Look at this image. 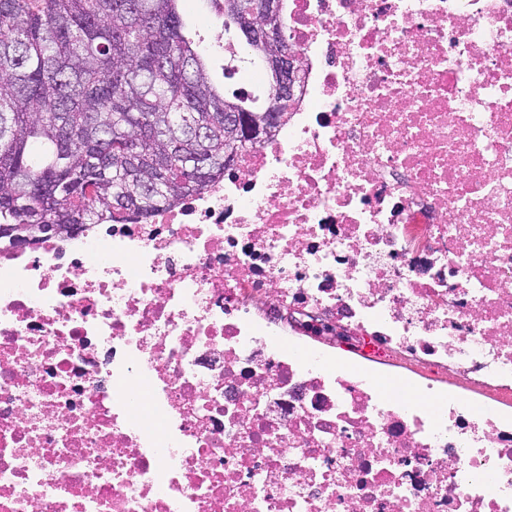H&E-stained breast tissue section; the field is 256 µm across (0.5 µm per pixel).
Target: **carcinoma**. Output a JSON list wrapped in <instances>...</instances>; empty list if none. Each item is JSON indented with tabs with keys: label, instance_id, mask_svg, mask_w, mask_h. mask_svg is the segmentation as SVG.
Returning a JSON list of instances; mask_svg holds the SVG:
<instances>
[{
	"label": "carcinoma",
	"instance_id": "cac0c4a2",
	"mask_svg": "<svg viewBox=\"0 0 512 512\" xmlns=\"http://www.w3.org/2000/svg\"><path fill=\"white\" fill-rule=\"evenodd\" d=\"M181 2L0 0V226L147 218L223 177L231 144L253 148L279 126L263 46H288L284 14L207 0L225 35L244 22L261 32L247 44L263 69L257 107L212 81Z\"/></svg>",
	"mask_w": 512,
	"mask_h": 512
}]
</instances>
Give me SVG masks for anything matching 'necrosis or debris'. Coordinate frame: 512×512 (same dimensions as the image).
I'll return each mask as SVG.
<instances>
[{"label": "necrosis or debris", "instance_id": "1", "mask_svg": "<svg viewBox=\"0 0 512 512\" xmlns=\"http://www.w3.org/2000/svg\"><path fill=\"white\" fill-rule=\"evenodd\" d=\"M223 179L0 244V512H512V0H286Z\"/></svg>", "mask_w": 512, "mask_h": 512}]
</instances>
